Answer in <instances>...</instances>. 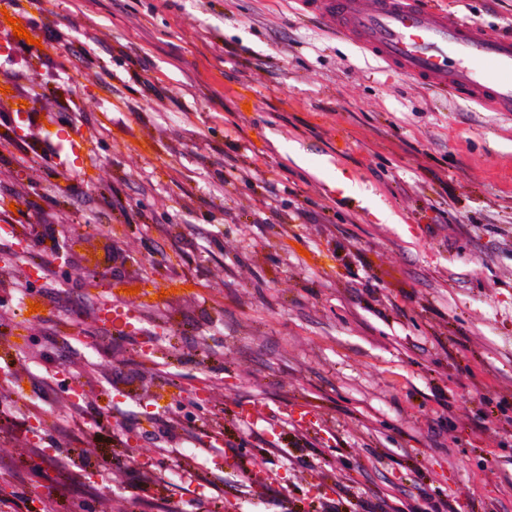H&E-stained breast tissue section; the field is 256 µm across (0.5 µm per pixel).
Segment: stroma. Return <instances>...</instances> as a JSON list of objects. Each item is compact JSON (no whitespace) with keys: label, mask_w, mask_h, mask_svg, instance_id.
<instances>
[{"label":"stroma","mask_w":512,"mask_h":512,"mask_svg":"<svg viewBox=\"0 0 512 512\" xmlns=\"http://www.w3.org/2000/svg\"><path fill=\"white\" fill-rule=\"evenodd\" d=\"M431 5L512 29V0ZM18 14L44 47L0 51L37 114L0 104L4 219L43 212L76 245L47 276L13 260L32 241H0V300L24 281L44 300L0 326V372L37 379L45 337L76 325L96 345L69 370L112 410L65 447L107 460L106 484L42 469L50 512H121L141 461L142 512H512V112L419 85L296 0ZM71 137L76 194L38 155ZM143 284L162 298L113 306ZM31 419L0 441V499L56 451Z\"/></svg>","instance_id":"stroma-1"}]
</instances>
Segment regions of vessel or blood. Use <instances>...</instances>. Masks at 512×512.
I'll return each mask as SVG.
<instances>
[{
    "instance_id": "b4317fda",
    "label": "vessel or blood",
    "mask_w": 512,
    "mask_h": 512,
    "mask_svg": "<svg viewBox=\"0 0 512 512\" xmlns=\"http://www.w3.org/2000/svg\"><path fill=\"white\" fill-rule=\"evenodd\" d=\"M306 10L421 83L512 112V37L425 8L420 0H298Z\"/></svg>"
}]
</instances>
